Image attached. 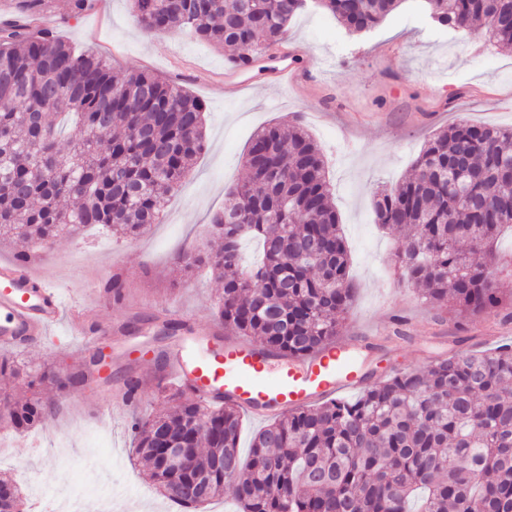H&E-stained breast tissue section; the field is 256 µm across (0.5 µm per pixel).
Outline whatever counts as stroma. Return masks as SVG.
Listing matches in <instances>:
<instances>
[{"mask_svg":"<svg viewBox=\"0 0 512 512\" xmlns=\"http://www.w3.org/2000/svg\"><path fill=\"white\" fill-rule=\"evenodd\" d=\"M42 23L76 51L108 56L116 75L147 70L204 99L206 147L170 197L161 223L143 236L78 230L60 235L33 259L35 270L65 293L68 304L87 309L88 320L102 328L100 345L111 343L106 326L124 330V374L145 382L136 411L95 418L97 388L84 384L39 393L55 410L34 429L1 430L6 445L0 450V475L14 476L28 497L54 501L57 512H67L68 496L76 499L79 512H100L107 495L120 512H172L173 503L129 451L132 417L165 408L164 394L174 388L157 377L154 352L166 346L170 333L157 327L156 315L180 308L213 321L222 282L203 267L180 270L175 257L187 249L220 248L210 220L224 206V186L244 177L250 139L272 122L301 120L326 155L355 288L343 334L380 339L364 363L368 382L396 370L424 368L459 338L481 350L495 337L512 336V323L493 316L473 319L461 330L442 319L437 308L400 281L392 262L394 237L379 229L372 215L375 192L411 174L433 133L460 121L512 127V47L487 45L476 31L437 27L421 0H402L364 35L348 34L316 9L288 26L282 46L294 52L296 68L288 87L272 86L279 60L265 53L254 62L250 87L230 95L219 80L228 66L223 49L182 31H142L129 0H93L92 9L78 19L69 17L67 0H51ZM115 273L126 281L118 303L101 291ZM399 318L407 322L404 340L393 336ZM10 356L62 373L84 359L65 325Z\"/></svg>","mask_w":512,"mask_h":512,"instance_id":"1","label":"stroma"}]
</instances>
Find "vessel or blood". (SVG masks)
Returning <instances> with one entry per match:
<instances>
[{"label":"vessel or blood","instance_id":"b4317fda","mask_svg":"<svg viewBox=\"0 0 512 512\" xmlns=\"http://www.w3.org/2000/svg\"><path fill=\"white\" fill-rule=\"evenodd\" d=\"M66 305L59 288L34 274L31 264L0 262V350L24 346L48 336L64 321ZM371 339L356 336L314 358L285 359L266 354L255 344L230 342L219 324H199L192 335L172 337L165 347L164 368L170 379L201 402L234 403L254 419H270L360 389L362 365L355 347ZM137 406L128 388H107L98 415L113 404Z\"/></svg>","mask_w":512,"mask_h":512}]
</instances>
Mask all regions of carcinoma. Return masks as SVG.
Listing matches in <instances>:
<instances>
[{
	"instance_id": "carcinoma-1",
	"label": "carcinoma",
	"mask_w": 512,
	"mask_h": 512,
	"mask_svg": "<svg viewBox=\"0 0 512 512\" xmlns=\"http://www.w3.org/2000/svg\"><path fill=\"white\" fill-rule=\"evenodd\" d=\"M331 13L351 34L372 31L402 0H131L148 33L188 31L226 49L235 66L281 43L310 9ZM433 23L512 46V0H422ZM50 0H16L0 23V241L36 246L65 231L111 227L132 238L161 222L168 197L205 146L203 102L146 71L119 79L108 59L76 52L33 25ZM75 121L66 139L58 119ZM248 176L227 187L211 218L223 244L214 255L179 254L189 270L206 264L224 277L215 317L277 355H317L341 334L354 288L324 154L300 124H272L251 140ZM375 223L396 238L402 278L452 316L505 314L492 244L512 226V128L462 121L432 135L412 175L375 194ZM254 238L261 260L243 264ZM467 242L470 248L462 249ZM115 302L125 281L104 283ZM86 368L31 373L60 388ZM174 406L132 419L136 452L170 501L203 505L233 487L237 512H512V344L455 349L423 370L399 371L353 401L333 398L290 411L239 451L240 411L208 406L183 391ZM8 402L26 431L52 413L40 399ZM175 441L180 472L162 469Z\"/></svg>"
}]
</instances>
